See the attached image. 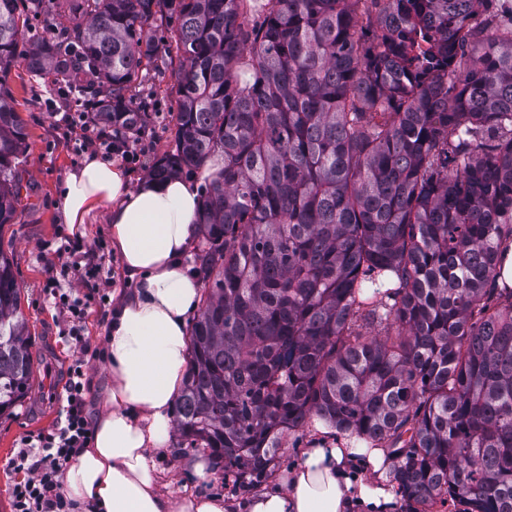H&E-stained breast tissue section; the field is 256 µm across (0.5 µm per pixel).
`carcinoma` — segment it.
Listing matches in <instances>:
<instances>
[{"label": "carcinoma", "mask_w": 512, "mask_h": 512, "mask_svg": "<svg viewBox=\"0 0 512 512\" xmlns=\"http://www.w3.org/2000/svg\"><path fill=\"white\" fill-rule=\"evenodd\" d=\"M0 0V73L23 61L130 130L125 93L179 22L174 148L155 178L224 166L199 217L202 308L175 401L186 447L241 488L312 415L385 445L429 506L512 512V16L493 0H55L24 47ZM448 78L425 80L442 64ZM22 121L0 87V229L15 223ZM0 249V414L29 392L31 336ZM52 2L45 0L44 10L38 21H34L29 25L25 37L29 43H35L38 40L50 35V24L52 22Z\"/></svg>", "instance_id": "cac0c4a2"}]
</instances>
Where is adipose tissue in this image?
<instances>
[{
	"label": "adipose tissue",
	"mask_w": 512,
	"mask_h": 512,
	"mask_svg": "<svg viewBox=\"0 0 512 512\" xmlns=\"http://www.w3.org/2000/svg\"><path fill=\"white\" fill-rule=\"evenodd\" d=\"M208 162L191 179L149 180L130 187L123 168L90 154L67 172L58 206L65 223L83 224L111 203L112 250L135 285L116 305L105 338L108 408L87 448L62 475L79 512H225L217 496H173L161 490L150 449L168 444L172 408L189 366V318L199 284L183 260L198 233L200 186L219 169ZM366 455L374 473L354 469ZM395 501L385 451L321 428L277 488L246 502L247 512H389Z\"/></svg>",
	"instance_id": "ef3b65f1"
}]
</instances>
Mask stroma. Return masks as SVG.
<instances>
[{
    "label": "stroma",
    "instance_id": "35a3bbf8",
    "mask_svg": "<svg viewBox=\"0 0 512 512\" xmlns=\"http://www.w3.org/2000/svg\"><path fill=\"white\" fill-rule=\"evenodd\" d=\"M169 48L163 51L140 81L126 93L133 106L146 115L145 122L129 133L150 146L137 164H125L131 185L148 178L150 171L172 147L179 110L178 74L185 62L174 49L176 25L170 19L158 23ZM15 102L27 132V151L15 169L14 178L26 196L16 223L0 229V248L12 261L21 310L32 337L33 382L28 396L7 415L0 416V512H14L13 488L24 477L14 462L26 440L63 426L66 388L70 373L81 368L86 385L85 414L95 419L105 404L108 375L103 358L104 340L112 312V297L131 291L134 283L113 253L108 233V205L95 210L88 223L74 227L63 223L56 206L59 184L87 153L76 138L67 137L59 113L64 104L98 105L99 97L65 93L51 75L35 72L19 63L9 70L4 83ZM81 238L89 248L88 263L104 288L105 299H89L61 246ZM319 417L305 427L284 434L281 460L272 474L247 490L224 484V472L206 460L204 474L183 468L186 451L179 435L166 447L152 450L162 491L180 495L194 493L223 497L230 512L264 490L295 464L304 448L317 435Z\"/></svg>",
    "mask_w": 512,
    "mask_h": 512
}]
</instances>
